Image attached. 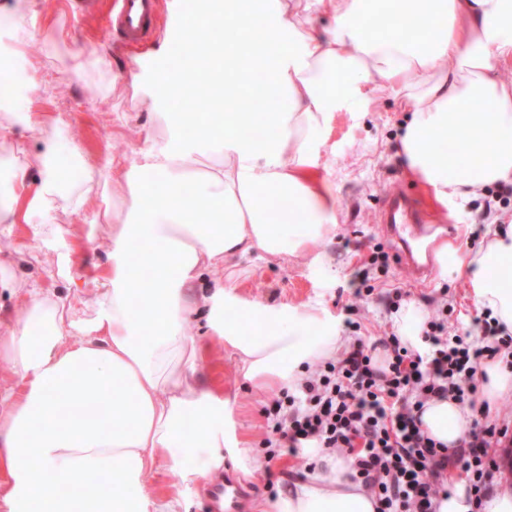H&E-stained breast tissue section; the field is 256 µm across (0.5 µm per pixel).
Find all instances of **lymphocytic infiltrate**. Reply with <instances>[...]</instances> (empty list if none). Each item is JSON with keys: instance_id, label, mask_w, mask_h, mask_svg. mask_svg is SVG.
<instances>
[{"instance_id": "1", "label": "lymphocytic infiltrate", "mask_w": 512, "mask_h": 512, "mask_svg": "<svg viewBox=\"0 0 512 512\" xmlns=\"http://www.w3.org/2000/svg\"><path fill=\"white\" fill-rule=\"evenodd\" d=\"M356 333L335 359L317 364L263 407L268 459L280 449L319 448L344 456L351 480L361 482L376 512H437L451 495L450 470L465 474L468 512H484L498 479L496 450L512 440V425L489 417L477 402L485 360L512 370V334L488 313L472 331L453 335L448 308L438 306L411 347L393 333L378 341ZM455 401L470 412L469 426L454 444L434 439L423 426L429 402Z\"/></svg>"}]
</instances>
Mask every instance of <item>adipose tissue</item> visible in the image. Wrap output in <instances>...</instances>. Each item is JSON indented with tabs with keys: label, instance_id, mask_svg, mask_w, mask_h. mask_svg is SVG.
I'll list each match as a JSON object with an SVG mask.
<instances>
[{
	"label": "adipose tissue",
	"instance_id": "ef3b65f1",
	"mask_svg": "<svg viewBox=\"0 0 512 512\" xmlns=\"http://www.w3.org/2000/svg\"><path fill=\"white\" fill-rule=\"evenodd\" d=\"M305 9L326 12L332 25L305 26L288 0H199L203 26L230 16L235 35L211 45L214 67L164 77L157 96L205 83L246 90L258 69L260 99L274 111L246 113L238 126L209 122L192 138L181 134L182 113H162L168 141L127 168V218L112 234L102 284L65 299L32 287L19 317L0 318L6 512H179V498L148 490L158 463L180 468L197 457L182 470L187 485L221 470L228 454L242 472L257 469L187 326L203 319L260 391L342 351L345 338L320 302L247 300L219 276L251 257L327 264L313 244L336 233L319 176L334 113L408 96L413 115L397 153L439 201L512 182V82L500 76L512 68V0H306ZM255 124L268 135H246ZM185 184L190 194L168 203ZM442 272L467 277L478 307L512 333V228ZM423 422L451 444L468 416L454 401H433ZM308 454L326 475L255 512H375L349 464L317 448ZM59 481L68 490L46 494Z\"/></svg>",
	"mask_w": 512,
	"mask_h": 512
}]
</instances>
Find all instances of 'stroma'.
<instances>
[{"label": "stroma", "mask_w": 512, "mask_h": 512, "mask_svg": "<svg viewBox=\"0 0 512 512\" xmlns=\"http://www.w3.org/2000/svg\"><path fill=\"white\" fill-rule=\"evenodd\" d=\"M76 0H26L21 14H14L16 0H0V55L9 54L12 67L24 75L11 101L0 103V123L12 131L0 138V161L13 162L25 170L30 188H37L45 155L66 161L78 156L87 180L76 183L68 198L58 200L43 233L25 223L15 224L0 235V275L11 285L0 290V311L18 313L27 301V290L37 286L58 297L71 291L70 277L98 274L105 267L112 241V206L120 198L124 173L112 166L113 159L134 161L149 147L163 146L166 130L157 113L166 103H153L151 92L161 77L183 67V49H170L168 40L182 15L196 11L197 0H157V22L148 39V57H166L164 66L131 65L127 53L114 47L106 30L107 0H99L94 11L80 13ZM38 115L44 128L58 136L49 151L42 132L25 123L26 113ZM412 116L405 95H391L365 112L335 113L321 149L322 178L331 185L336 205V234L316 242L314 249L326 254L332 269L309 263L302 257L245 259L230 278L238 294L246 299L293 305L313 299L348 335L346 319L360 321L362 336L375 340L383 332L395 331V315L387 297L395 287L410 291L412 301L434 310L445 299L453 311L448 323L453 333L469 328L477 306L468 282L458 277L435 275L429 282H414L408 272L390 262L380 286L369 300L357 302L350 282L363 268L374 246L389 240L376 225L378 199L401 186L420 197L433 222L448 219L462 231L449 243V254L469 251L468 237L480 210V196L452 198L441 203L421 181L412 178L396 144ZM26 150L16 153L13 141ZM192 337L206 341L209 351L204 368L215 388L235 395L238 403L237 431L246 438L255 456H263L261 442L267 426L261 408L270 392L252 390L241 378L235 360L206 326L191 323ZM306 454H282L273 462L270 475L262 471L243 474L233 462H225V476L243 489V506L261 497L275 503L291 486L311 475H324L322 467H311ZM149 491L157 497L180 496L181 512H209L206 484L185 489L179 470L163 466L149 477Z\"/></svg>", "instance_id": "1"}]
</instances>
